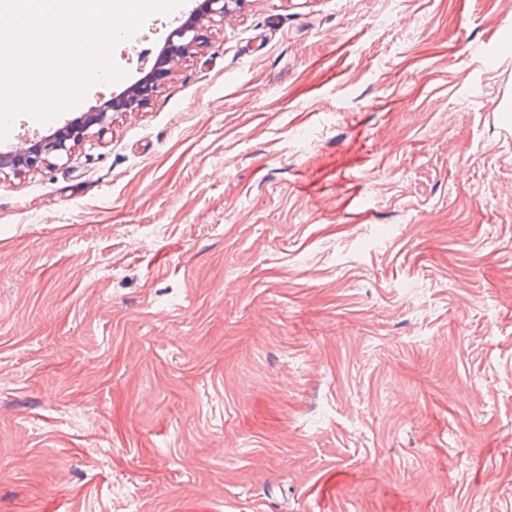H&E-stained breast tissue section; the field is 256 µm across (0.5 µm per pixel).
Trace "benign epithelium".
Wrapping results in <instances>:
<instances>
[{
  "mask_svg": "<svg viewBox=\"0 0 512 512\" xmlns=\"http://www.w3.org/2000/svg\"><path fill=\"white\" fill-rule=\"evenodd\" d=\"M241 0H203L200 5L202 15L213 18L224 17L234 10ZM203 43V33L196 24L186 23L177 26L169 35L157 67L134 88L123 94L112 105L85 113L68 122L53 134L41 138L33 147L18 153L0 154V170L11 167L39 168L50 164L52 158H62L71 154L72 144L83 140L91 127H98L102 133L112 123L111 111H136L142 108L149 96L169 73L170 66L183 58L192 48Z\"/></svg>",
  "mask_w": 512,
  "mask_h": 512,
  "instance_id": "benign-epithelium-1",
  "label": "benign epithelium"
}]
</instances>
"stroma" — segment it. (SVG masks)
I'll list each match as a JSON object with an SVG mask.
<instances>
[{
	"label": "stroma",
	"instance_id": "35a3bbf8",
	"mask_svg": "<svg viewBox=\"0 0 512 512\" xmlns=\"http://www.w3.org/2000/svg\"><path fill=\"white\" fill-rule=\"evenodd\" d=\"M508 21L242 0L0 170V512H512ZM204 34L195 23L177 26L169 35L167 44L161 54L157 67L134 88L123 94L112 105L85 113L69 121L66 126L53 134L41 138L33 147L22 153L0 154V170L5 167L39 168L51 164L50 158H67L75 143L83 140L93 126H98L97 133H102L112 123L109 111H136L142 108L149 96L169 73L171 65L183 58L194 47L203 43ZM72 141L73 144H68Z\"/></svg>",
	"mask_w": 512,
	"mask_h": 512
}]
</instances>
